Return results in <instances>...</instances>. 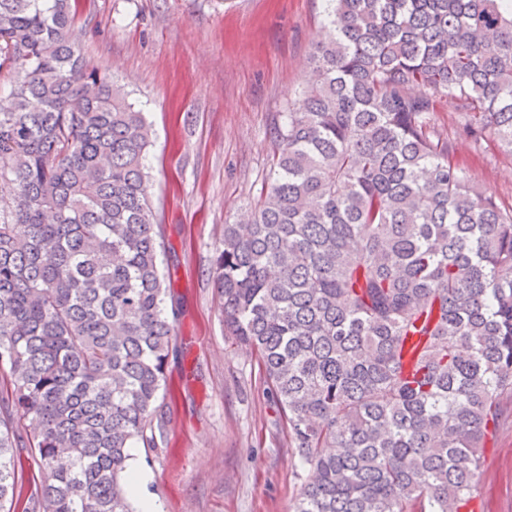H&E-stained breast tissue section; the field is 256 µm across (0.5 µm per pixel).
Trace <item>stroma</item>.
<instances>
[{"label":"stroma","mask_w":512,"mask_h":512,"mask_svg":"<svg viewBox=\"0 0 512 512\" xmlns=\"http://www.w3.org/2000/svg\"><path fill=\"white\" fill-rule=\"evenodd\" d=\"M325 0H81L73 36L87 69L109 72L154 132V217L176 316L164 440L136 446L159 512H289L307 472L254 353L224 332L211 282L224 227L253 212L268 183L270 130L310 84ZM475 188L512 208V154L461 132L454 100L432 115ZM477 512H512V417L485 449Z\"/></svg>","instance_id":"stroma-1"}]
</instances>
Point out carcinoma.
Returning a JSON list of instances; mask_svg holds the SVG:
<instances>
[{
  "mask_svg": "<svg viewBox=\"0 0 512 512\" xmlns=\"http://www.w3.org/2000/svg\"><path fill=\"white\" fill-rule=\"evenodd\" d=\"M77 11L0 0V512H132L128 449L163 436L153 130L85 69ZM325 13L270 185L215 251L224 331L311 473L291 512H464L512 393V211L471 188L431 115L451 98L474 144L512 153V0Z\"/></svg>",
  "mask_w": 512,
  "mask_h": 512,
  "instance_id": "obj_1",
  "label": "carcinoma"
}]
</instances>
